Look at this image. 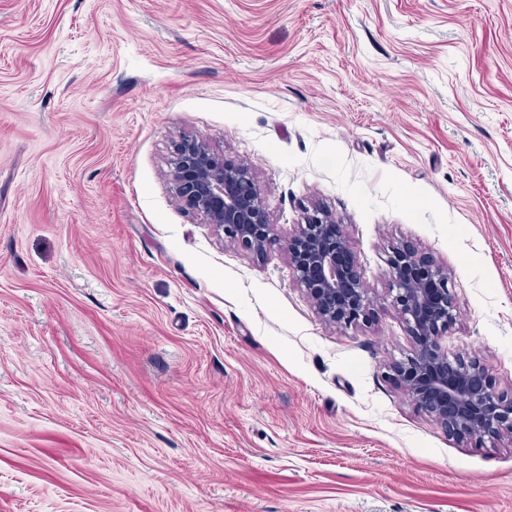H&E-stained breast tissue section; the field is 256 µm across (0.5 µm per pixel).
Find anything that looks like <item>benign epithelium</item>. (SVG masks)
<instances>
[{
  "instance_id": "1",
  "label": "benign epithelium",
  "mask_w": 512,
  "mask_h": 512,
  "mask_svg": "<svg viewBox=\"0 0 512 512\" xmlns=\"http://www.w3.org/2000/svg\"><path fill=\"white\" fill-rule=\"evenodd\" d=\"M170 165L177 197L241 250L265 255L272 244V223L248 168L226 163L196 139L180 142ZM286 252L322 321L347 329L371 318L367 290L333 213L320 206L303 208ZM388 276L392 304L414 343L413 353L393 363L392 369L415 404L452 435L512 438V398L494 390L479 362L451 361L442 348L441 337L455 320L448 270L413 248L397 245L388 257Z\"/></svg>"
}]
</instances>
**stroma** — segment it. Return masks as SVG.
Masks as SVG:
<instances>
[{"mask_svg":"<svg viewBox=\"0 0 512 512\" xmlns=\"http://www.w3.org/2000/svg\"><path fill=\"white\" fill-rule=\"evenodd\" d=\"M184 138L253 172L264 257L175 197ZM311 203L360 329L288 264ZM397 244L512 394V0H0V512H512V441L390 369ZM302 214L286 246L299 285L325 323L347 329L367 322L369 297L349 254L343 226L320 206H305Z\"/></svg>","mask_w":512,"mask_h":512,"instance_id":"1","label":"stroma"}]
</instances>
